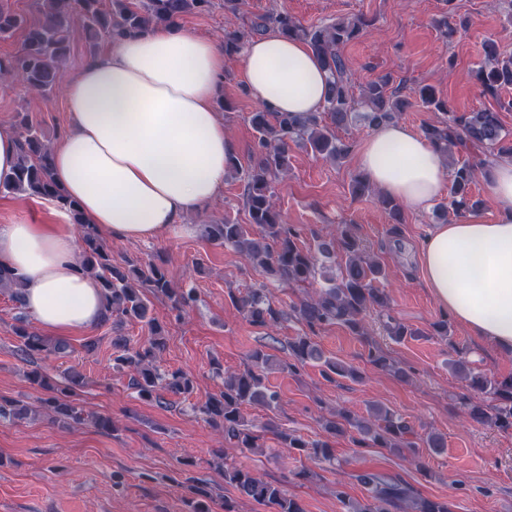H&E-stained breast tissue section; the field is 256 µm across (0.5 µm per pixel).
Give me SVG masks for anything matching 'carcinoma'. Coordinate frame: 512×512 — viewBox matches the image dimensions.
Returning a JSON list of instances; mask_svg holds the SVG:
<instances>
[{
    "label": "carcinoma",
    "mask_w": 512,
    "mask_h": 512,
    "mask_svg": "<svg viewBox=\"0 0 512 512\" xmlns=\"http://www.w3.org/2000/svg\"><path fill=\"white\" fill-rule=\"evenodd\" d=\"M210 5L211 0H140L138 4L132 0H110L108 7L104 0H40V17L31 22L1 4L0 37H9L22 28L26 30V37L18 54L0 58V82L12 83L19 79L30 91H49L64 76L76 32L83 33L91 43L105 35L117 42L157 25L176 26L184 15L204 12ZM369 25L370 21L361 15L330 25L306 27L283 8L224 30V53L228 57L238 55L250 39L276 29L285 37L308 43L328 71L322 111L296 116L262 107L252 113L255 153L245 169L244 194L248 223L207 224L205 233L214 243L234 247L246 261L261 268L275 281L303 288L318 278L322 280V289L316 296L291 305L295 318L307 332L292 338L288 348L297 364L318 363L323 375L332 381L337 376L355 378L357 373L341 360L325 355L312 334L325 326L339 325L354 336L367 338L366 313L371 309L383 312L389 307L387 293L377 286L386 279L387 273L384 265L365 250L348 224L337 226L336 234L329 239L317 240L313 250L298 247L296 229L283 221L272 201L275 182L288 174L291 145H300L323 159L339 161L349 153L350 145L336 136V130L358 121L372 128L386 124L406 111L414 98L430 111L442 115L439 121L424 125L422 135L445 157L471 149L512 157V133L505 130L496 112L478 109L458 115L429 85L413 89L409 97L402 96L391 88L388 74L356 86L341 49L363 36ZM474 76L481 94L496 96L499 91L512 87V56L501 55L494 41L485 42L483 59L474 70ZM17 133L18 160L10 174L0 176V190L49 199L67 208L81 229V269L97 280L106 301L104 320L116 316L121 322L138 321L149 329L148 340L136 347L125 339L114 342L119 349L114 368L129 374L130 388L143 400L164 404L168 396L190 394L192 382L185 373L162 370L158 365L166 348V327L151 315L150 297L167 298L180 317L194 306V291L172 287L166 270L153 261L131 264L127 268L112 265L111 251L101 241L98 231L85 223L78 204L67 199L53 180L52 149L42 142L39 130L28 115L20 116ZM477 169L478 165L468 160L453 168L449 208H440L441 214L450 212L459 219L479 208V202L472 200L470 194ZM254 226L260 230L257 238L252 236ZM338 250L345 255L343 263L336 262ZM2 288L14 289V299L22 301L21 278L0 267ZM230 300L256 327L272 326L282 315L273 306L267 288L232 294ZM384 329L395 339L422 335L421 331L390 316ZM14 335L18 342L17 353L23 357L49 350L47 340L25 324L15 327ZM270 362V355L261 350L253 351L243 370L224 377V391L193 406L194 413L224 433L225 442L242 451L259 447L260 439L253 426L246 423L243 408L258 405L272 412L279 405V395L266 384ZM452 367L468 378L473 388L496 401L492 414L481 406H470V418L478 423L512 427V375L488 376L462 359L453 361ZM28 376L33 384L49 391L48 396L40 400V407L51 421L81 419L82 409L75 391L80 385L79 379L73 377L71 385L59 388L50 385L38 369L31 370ZM28 412V407L19 408L13 400H0L1 420L23 419ZM324 429L333 438L354 429L358 434L354 442L360 447L399 452L408 449L419 454L416 443L410 441L411 425L387 408L371 406L367 420L345 410L338 411L325 421ZM263 430L276 436L283 447L312 460L328 463L336 460L335 450L327 440L306 441L288 432L273 418L267 420ZM355 478L365 488L367 496L359 501L342 490L336 491L341 512H452L448 501L415 497L406 486L372 470H364ZM224 481L270 508L271 512H305L302 504L288 496L278 484L267 482L233 462L224 463ZM190 489L193 497L187 500L189 512H212L211 492L199 485H192Z\"/></svg>",
    "instance_id": "cac0c4a2"
}]
</instances>
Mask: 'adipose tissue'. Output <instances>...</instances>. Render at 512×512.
Listing matches in <instances>:
<instances>
[{"label": "adipose tissue", "instance_id": "adipose-tissue-1", "mask_svg": "<svg viewBox=\"0 0 512 512\" xmlns=\"http://www.w3.org/2000/svg\"><path fill=\"white\" fill-rule=\"evenodd\" d=\"M225 66L221 44L158 27L122 39L67 80L69 129L53 151V173L88 223L115 239H154L219 195L238 151L213 108ZM238 78L277 112L301 115L325 103L321 60L306 42L274 30L246 44ZM357 163L380 195L415 213L446 189L444 157L400 123L376 128ZM485 180L496 217L472 212L435 225L420 270L459 325L512 352V158L491 160ZM53 212V224H0V265L23 276V304L41 328L87 329L103 319L105 300L76 260L69 212Z\"/></svg>", "mask_w": 512, "mask_h": 512}]
</instances>
